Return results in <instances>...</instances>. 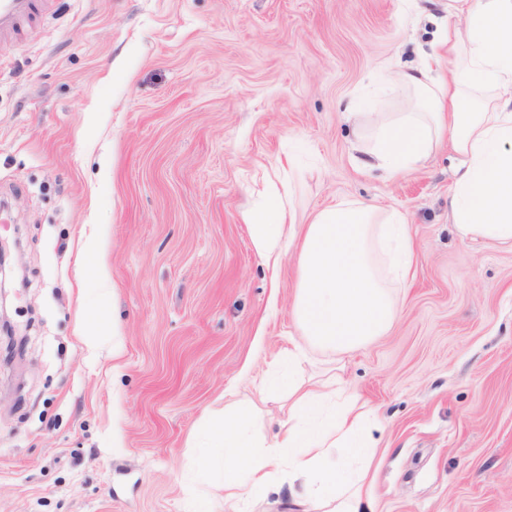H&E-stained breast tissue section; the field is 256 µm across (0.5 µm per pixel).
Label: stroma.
<instances>
[{
  "instance_id": "35a3bbf8",
  "label": "stroma",
  "mask_w": 512,
  "mask_h": 512,
  "mask_svg": "<svg viewBox=\"0 0 512 512\" xmlns=\"http://www.w3.org/2000/svg\"><path fill=\"white\" fill-rule=\"evenodd\" d=\"M55 0L0 44V248L28 334L0 368V512H225L188 491L202 430L243 374H336L376 409V512H512V244L461 241L442 148L391 178L351 161L343 116L386 64L429 50L448 0ZM297 223L351 198L415 242L391 331L323 363L299 339L296 265L268 267L245 212L267 180Z\"/></svg>"
}]
</instances>
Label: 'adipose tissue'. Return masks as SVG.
Instances as JSON below:
<instances>
[{
    "mask_svg": "<svg viewBox=\"0 0 512 512\" xmlns=\"http://www.w3.org/2000/svg\"><path fill=\"white\" fill-rule=\"evenodd\" d=\"M436 45L419 65L393 68L382 89L412 95L408 111L348 108L355 162L394 177L449 146L459 161L449 207L461 238L512 242V0H451ZM245 221L266 265L295 255L291 314L305 344L289 362L308 346L347 354L391 328L415 260L402 214L341 199L299 227L289 197L272 184ZM335 383L282 377L276 389L288 396V417L271 437L250 400L225 405L204 435L209 452L195 459L199 477L220 471L235 512L274 478L287 480L291 512H362L384 427L356 399L337 400Z\"/></svg>",
    "mask_w": 512,
    "mask_h": 512,
    "instance_id": "1",
    "label": "adipose tissue"
}]
</instances>
